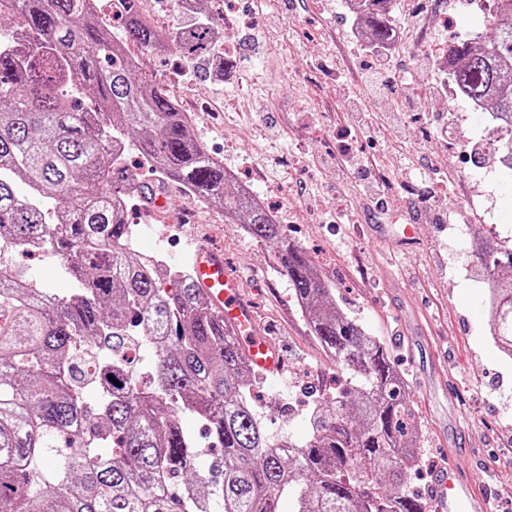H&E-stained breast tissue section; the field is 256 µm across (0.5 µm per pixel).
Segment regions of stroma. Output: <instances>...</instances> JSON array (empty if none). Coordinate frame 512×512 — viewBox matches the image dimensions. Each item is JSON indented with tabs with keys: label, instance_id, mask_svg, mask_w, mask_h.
I'll return each instance as SVG.
<instances>
[{
	"label": "stroma",
	"instance_id": "obj_1",
	"mask_svg": "<svg viewBox=\"0 0 512 512\" xmlns=\"http://www.w3.org/2000/svg\"><path fill=\"white\" fill-rule=\"evenodd\" d=\"M208 8L231 52L216 48L199 68L173 50L140 49V73L193 109L205 151L281 215L336 305L389 350L425 450L415 490L427 494L434 472L452 464L478 476L495 512H512V358L488 333L489 288L475 275L474 240L449 234L450 223L468 216L512 244V171L490 155L473 165L490 115L453 98L440 71L450 42L483 29L480 0H394V27L406 37L391 45L390 66L372 89L355 76L372 56L345 0H210ZM451 115L456 125L444 127ZM345 145L377 159L384 205H374L358 177H339L335 156ZM391 147L414 166L391 167ZM435 153L445 166L430 184L419 165ZM407 212L412 241L372 242L374 225ZM201 244L222 247L284 359L282 373L257 389L255 406L272 433L302 440L307 387H335L344 371L312 335L269 246L209 208L165 250L189 262ZM443 373L452 395L440 388Z\"/></svg>",
	"mask_w": 512,
	"mask_h": 512
}]
</instances>
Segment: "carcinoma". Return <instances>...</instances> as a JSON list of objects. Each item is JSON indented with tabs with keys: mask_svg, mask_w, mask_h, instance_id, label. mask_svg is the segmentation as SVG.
Wrapping results in <instances>:
<instances>
[{
	"mask_svg": "<svg viewBox=\"0 0 512 512\" xmlns=\"http://www.w3.org/2000/svg\"><path fill=\"white\" fill-rule=\"evenodd\" d=\"M368 46L393 27V0H355ZM142 0H119L113 33L90 0H12L22 33L0 29V242L67 259L69 288L0 273V512H427L408 488L421 447L388 350L331 299L306 251L233 186L177 102L135 75L128 44L191 61L218 43L207 4L161 34ZM448 50V79L512 118V22L490 13ZM275 249L310 330L347 371L323 393L306 438L273 435L251 391L263 383L220 325L193 271L160 272L121 250L131 237L124 154ZM488 321L512 356V246L481 242ZM119 381L120 385L113 384ZM206 424L201 457L182 420ZM82 452L61 461L57 449Z\"/></svg>",
	"mask_w": 512,
	"mask_h": 512,
	"instance_id": "cac0c4a2",
	"label": "carcinoma"
}]
</instances>
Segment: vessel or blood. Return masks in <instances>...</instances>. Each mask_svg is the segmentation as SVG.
I'll return each mask as SVG.
<instances>
[{
	"instance_id": "b4317fda",
	"label": "vessel or blood",
	"mask_w": 512,
	"mask_h": 512,
	"mask_svg": "<svg viewBox=\"0 0 512 512\" xmlns=\"http://www.w3.org/2000/svg\"><path fill=\"white\" fill-rule=\"evenodd\" d=\"M194 276L207 291L219 322L243 341L250 361L263 372L278 373L280 354L256 327L253 309L241 295L239 278L225 265L223 251L200 247ZM432 493L437 512H490V497L478 489L476 481L449 468L434 476Z\"/></svg>"
}]
</instances>
